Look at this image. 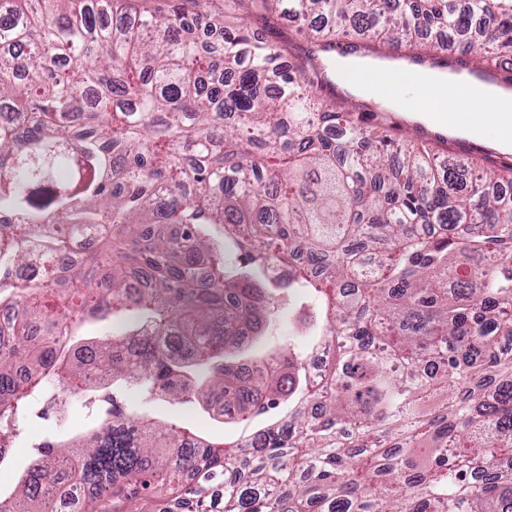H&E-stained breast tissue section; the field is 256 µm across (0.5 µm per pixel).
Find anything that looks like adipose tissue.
I'll return each instance as SVG.
<instances>
[{"mask_svg": "<svg viewBox=\"0 0 512 512\" xmlns=\"http://www.w3.org/2000/svg\"><path fill=\"white\" fill-rule=\"evenodd\" d=\"M330 73L353 95L404 108L415 121L474 138L491 127L497 132V145L512 147V96L492 87L476 82L459 84L448 74L417 67L391 76L377 63L357 59L337 60Z\"/></svg>", "mask_w": 512, "mask_h": 512, "instance_id": "obj_1", "label": "adipose tissue"}]
</instances>
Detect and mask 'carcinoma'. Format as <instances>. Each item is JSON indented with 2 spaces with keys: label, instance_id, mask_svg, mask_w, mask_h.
I'll return each instance as SVG.
<instances>
[{
  "label": "carcinoma",
  "instance_id": "carcinoma-1",
  "mask_svg": "<svg viewBox=\"0 0 512 512\" xmlns=\"http://www.w3.org/2000/svg\"><path fill=\"white\" fill-rule=\"evenodd\" d=\"M122 2L0 0V307L22 309L0 338V464L32 389L91 363L236 422L288 415L220 445L108 396L0 512H56L51 483L79 512L174 483L189 512H512V163H441L317 96L346 26L372 53L464 43L494 60L476 78L512 85V0H193L146 19ZM245 3L319 22L314 48L285 64L229 23ZM282 291L316 300L298 307L316 341L260 354ZM77 312L112 339L76 346ZM332 339L319 383L305 362ZM248 362L268 369L244 379ZM63 458L80 464L64 482Z\"/></svg>",
  "mask_w": 512,
  "mask_h": 512
}]
</instances>
